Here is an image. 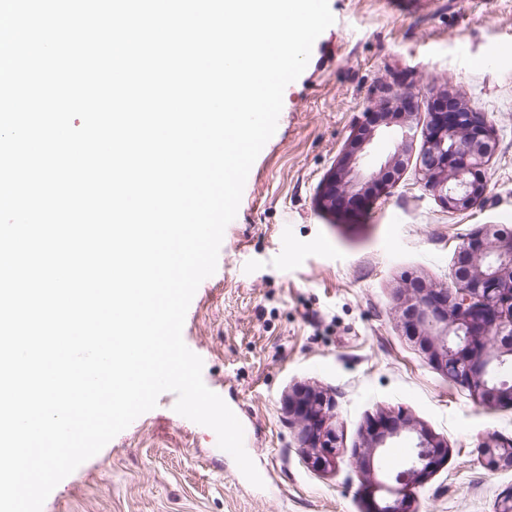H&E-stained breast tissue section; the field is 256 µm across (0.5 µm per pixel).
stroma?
Segmentation results:
<instances>
[{"label":"stroma","instance_id":"35a3bbf8","mask_svg":"<svg viewBox=\"0 0 512 512\" xmlns=\"http://www.w3.org/2000/svg\"><path fill=\"white\" fill-rule=\"evenodd\" d=\"M335 18L290 83L275 133L255 160L216 272L182 336L203 381L248 431L264 480L251 485L215 432L162 393L63 479L42 512H367L353 450L378 410L401 412L448 446L417 487V512H494L512 467L479 461L482 438L512 440V406L489 409L412 341L399 290L453 286L456 251L477 229L512 232V0H329ZM403 80L415 97L408 161L365 211L320 209L321 184L370 103ZM451 93L484 113L494 150L487 194L448 211L419 172L429 112ZM334 401L335 468L313 470L286 398L296 386Z\"/></svg>","mask_w":512,"mask_h":512}]
</instances>
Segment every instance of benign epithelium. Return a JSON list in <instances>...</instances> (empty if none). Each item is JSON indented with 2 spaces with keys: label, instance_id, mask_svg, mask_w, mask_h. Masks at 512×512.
I'll return each instance as SVG.
<instances>
[{
  "label": "benign epithelium",
  "instance_id": "1",
  "mask_svg": "<svg viewBox=\"0 0 512 512\" xmlns=\"http://www.w3.org/2000/svg\"><path fill=\"white\" fill-rule=\"evenodd\" d=\"M449 112L430 113L427 145L420 159L426 185L452 212L476 205L485 195V159L493 151V133L485 116L450 98ZM389 131L393 151L381 172L364 164L375 138L372 123L354 128L320 198L327 210H339L353 198L367 199L386 191L404 167L414 137L416 113L400 112ZM454 277L456 288L432 287L413 281L403 289L401 312L413 338L438 368L466 385L480 404H512V385L495 373L512 365V235L487 227L460 244ZM326 397L297 388L288 395V415L301 426L307 461L316 470L336 466V437L326 428ZM403 433L415 435V447L425 449L405 459L400 474L375 466L390 441ZM490 470L512 467V440L488 437L479 445ZM446 445L410 418L380 412L368 425L356 463L371 492L393 495L371 512H413L414 489L436 469Z\"/></svg>",
  "mask_w": 512,
  "mask_h": 512
}]
</instances>
